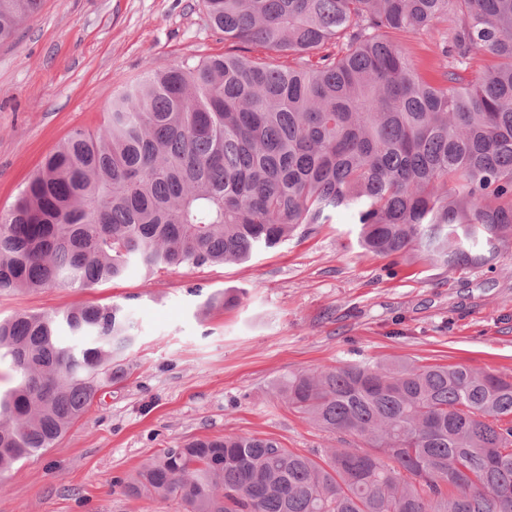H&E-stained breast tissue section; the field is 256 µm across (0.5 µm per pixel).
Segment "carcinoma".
Returning <instances> with one entry per match:
<instances>
[{
    "label": "carcinoma",
    "mask_w": 512,
    "mask_h": 512,
    "mask_svg": "<svg viewBox=\"0 0 512 512\" xmlns=\"http://www.w3.org/2000/svg\"><path fill=\"white\" fill-rule=\"evenodd\" d=\"M41 2L0 0V43ZM203 5L224 40L266 56L149 67L104 125L73 130L0 212V292L242 262L343 211L369 252L494 268L512 245V0ZM399 33L433 39L439 76ZM475 53L495 65L470 70ZM133 329L118 304L0 319L18 376L0 394L1 476L125 379ZM278 393L364 447L195 438L125 489L184 512H512V376L395 360L298 373Z\"/></svg>",
    "instance_id": "1"
}]
</instances>
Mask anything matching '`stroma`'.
Wrapping results in <instances>:
<instances>
[{"label": "stroma", "instance_id": "stroma-1", "mask_svg": "<svg viewBox=\"0 0 512 512\" xmlns=\"http://www.w3.org/2000/svg\"><path fill=\"white\" fill-rule=\"evenodd\" d=\"M201 0H43L0 44V211L74 129H97L146 68L235 51ZM236 305L200 315L212 293ZM121 305L137 339L128 375L52 448L0 478V512H183L122 479L158 449L243 433L312 454L338 438L288 410L284 377L402 358L512 376V248L496 270L391 264L363 250L341 214L248 261L171 267L77 290L0 294V318Z\"/></svg>", "mask_w": 512, "mask_h": 512}]
</instances>
